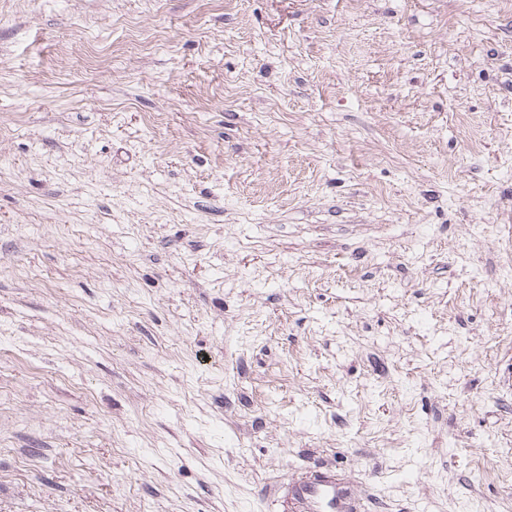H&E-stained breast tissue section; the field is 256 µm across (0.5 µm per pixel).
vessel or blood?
<instances>
[{"label":"vessel or blood","mask_w":512,"mask_h":512,"mask_svg":"<svg viewBox=\"0 0 512 512\" xmlns=\"http://www.w3.org/2000/svg\"><path fill=\"white\" fill-rule=\"evenodd\" d=\"M288 500L295 512H361L347 485L332 468L309 471L288 487Z\"/></svg>","instance_id":"obj_1"}]
</instances>
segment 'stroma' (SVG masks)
<instances>
[{
  "instance_id": "35a3bbf8",
  "label": "stroma",
  "mask_w": 512,
  "mask_h": 512,
  "mask_svg": "<svg viewBox=\"0 0 512 512\" xmlns=\"http://www.w3.org/2000/svg\"><path fill=\"white\" fill-rule=\"evenodd\" d=\"M512 512V0H0V512ZM288 501L294 512H360L361 505L336 470L318 467L288 486Z\"/></svg>"
}]
</instances>
